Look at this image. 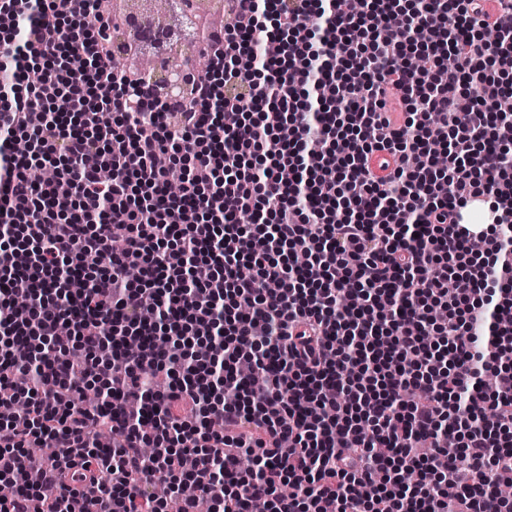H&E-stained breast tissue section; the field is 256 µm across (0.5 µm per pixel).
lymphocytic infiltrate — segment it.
<instances>
[{
  "label": "lymphocytic infiltrate",
  "mask_w": 512,
  "mask_h": 512,
  "mask_svg": "<svg viewBox=\"0 0 512 512\" xmlns=\"http://www.w3.org/2000/svg\"><path fill=\"white\" fill-rule=\"evenodd\" d=\"M228 3L172 108L0 0V512H512V0Z\"/></svg>",
  "instance_id": "f902f5d3"
}]
</instances>
